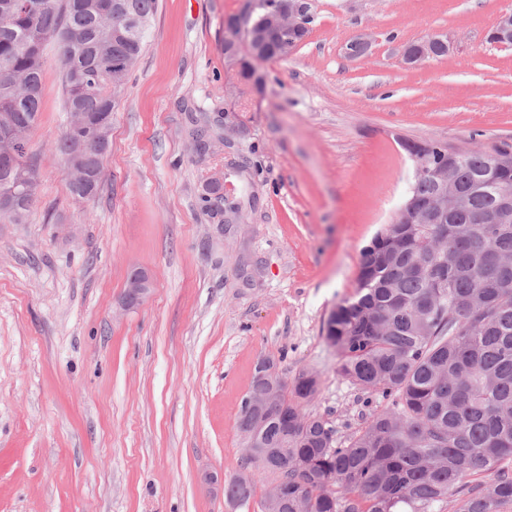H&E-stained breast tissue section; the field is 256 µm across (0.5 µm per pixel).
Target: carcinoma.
I'll return each mask as SVG.
<instances>
[{
	"label": "carcinoma",
	"instance_id": "cac0c4a2",
	"mask_svg": "<svg viewBox=\"0 0 512 512\" xmlns=\"http://www.w3.org/2000/svg\"><path fill=\"white\" fill-rule=\"evenodd\" d=\"M0 0V185L13 187L14 207L1 224L23 223L38 193L28 161L30 133L41 108L43 46L59 44L65 111L80 117L54 141L61 157L77 142L108 128L116 108L115 66L129 73L144 47L157 0ZM119 8L143 21L131 33L116 22ZM291 48L269 31L268 62ZM106 154L88 152L67 179L76 200L98 194ZM450 170L462 202L418 219L388 224L360 254L355 294L336 305L326 339L339 373L368 393L392 399L374 412L344 447L333 430L303 412L319 391L308 372L278 384L270 406L250 404L252 381L238 415L254 434L247 460L259 472L283 474L286 489L271 512H436L474 476L481 488L459 512H506L512 507V166L472 149L448 157L431 142L427 167L408 194L420 207L435 201L433 170ZM204 211L224 223V190L205 187ZM246 504L254 483L224 487Z\"/></svg>",
	"mask_w": 512,
	"mask_h": 512
}]
</instances>
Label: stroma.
<instances>
[{"mask_svg":"<svg viewBox=\"0 0 512 512\" xmlns=\"http://www.w3.org/2000/svg\"><path fill=\"white\" fill-rule=\"evenodd\" d=\"M308 37L262 63L238 110L224 20L241 0H157L112 114L97 197L74 200L50 142L64 131L56 44L46 45L26 223H0V512H261L237 420L261 358L315 373L306 414L346 446L386 407L342 378L325 338L357 286L361 249L402 205L405 143L512 150V46L488 39L512 0H309ZM364 34L369 54L344 46ZM438 35L449 52L402 53ZM225 138L197 158L190 119ZM220 178L243 221L217 228L201 193ZM152 293L121 306L132 268ZM251 478L252 474L250 471H242L232 475L229 478V483L232 482L235 484H228L224 487V493L227 498H235L238 499L242 505L246 504L254 495V477L252 481L247 484Z\"/></svg>","mask_w":512,"mask_h":512,"instance_id":"stroma-1","label":"stroma"}]
</instances>
